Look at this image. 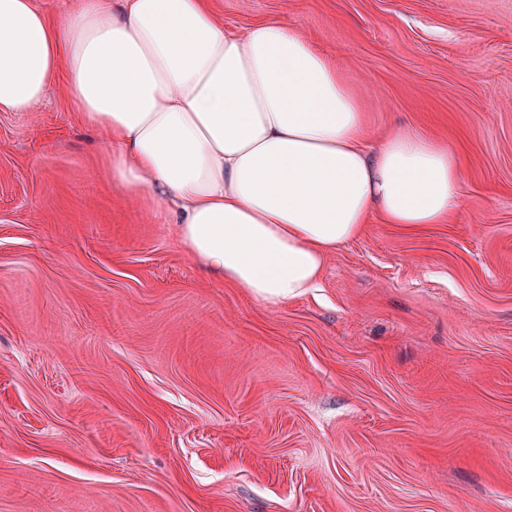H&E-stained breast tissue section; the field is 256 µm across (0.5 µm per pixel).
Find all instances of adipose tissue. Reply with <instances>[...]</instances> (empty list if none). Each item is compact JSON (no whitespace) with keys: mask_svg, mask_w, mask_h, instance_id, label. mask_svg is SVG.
<instances>
[{"mask_svg":"<svg viewBox=\"0 0 512 512\" xmlns=\"http://www.w3.org/2000/svg\"><path fill=\"white\" fill-rule=\"evenodd\" d=\"M61 71L110 181L271 305L318 287L372 214L443 224L462 203L457 151L406 130L371 149L333 57L276 20L237 33L212 0H77L55 21L0 0V112L32 111Z\"/></svg>","mask_w":512,"mask_h":512,"instance_id":"obj_1","label":"adipose tissue"}]
</instances>
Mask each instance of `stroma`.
<instances>
[{
	"label": "stroma",
	"mask_w": 512,
	"mask_h": 512,
	"mask_svg": "<svg viewBox=\"0 0 512 512\" xmlns=\"http://www.w3.org/2000/svg\"><path fill=\"white\" fill-rule=\"evenodd\" d=\"M213 7L335 58L370 146L460 152L456 220L272 306L112 185L65 75L0 112V512H512V0Z\"/></svg>",
	"instance_id": "1"
}]
</instances>
